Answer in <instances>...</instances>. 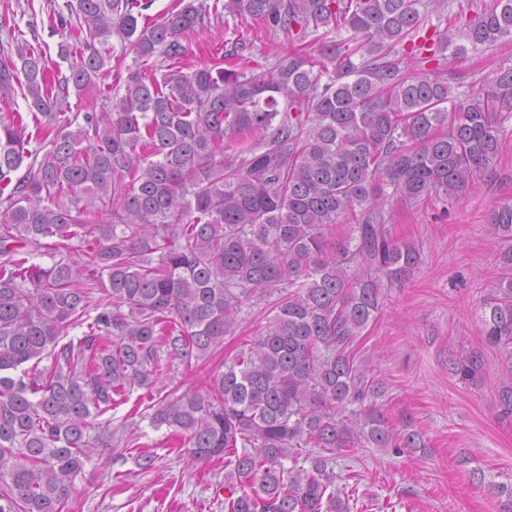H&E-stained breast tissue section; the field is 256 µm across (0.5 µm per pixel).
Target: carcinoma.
<instances>
[{"label":"carcinoma","instance_id":"1","mask_svg":"<svg viewBox=\"0 0 512 512\" xmlns=\"http://www.w3.org/2000/svg\"><path fill=\"white\" fill-rule=\"evenodd\" d=\"M150 6L75 0L48 14L73 33L58 82L28 41L0 44V94L22 91L41 141L28 148L21 113L0 117V512H69L93 449L139 447L129 416L94 422L136 387L150 398L132 415L195 461L224 460L228 512H354L339 454L425 447L412 422L390 423L387 386L355 348L421 260L393 207L462 197L512 114V68L462 99L440 68L402 59L512 41V0L457 33L435 30L424 0H175L160 18ZM221 17L259 19L295 46L262 72L233 51L191 72L170 64ZM114 36L151 74H115L110 112L56 111L112 71ZM486 229L504 248L483 337L505 357L499 415L512 420V205ZM45 253L51 265L33 262ZM260 304L265 325L224 359ZM194 360L210 366L202 388H156ZM449 370L473 379L481 360Z\"/></svg>","mask_w":512,"mask_h":512}]
</instances>
